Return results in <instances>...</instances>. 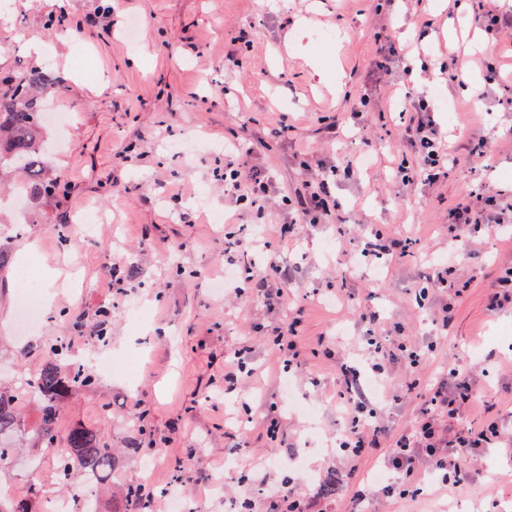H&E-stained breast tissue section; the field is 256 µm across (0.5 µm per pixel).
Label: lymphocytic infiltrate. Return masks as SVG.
Listing matches in <instances>:
<instances>
[{
    "mask_svg": "<svg viewBox=\"0 0 512 512\" xmlns=\"http://www.w3.org/2000/svg\"><path fill=\"white\" fill-rule=\"evenodd\" d=\"M403 137L421 156L423 165L416 171L404 164L397 165L392 177L402 186L418 181L436 184L447 177L450 167L461 163L459 157L445 148L428 100H419L413 114L404 122ZM223 177L224 190L230 193L235 207L253 210L257 218H264L270 198L269 183L254 169L231 160L224 164ZM414 245L412 237H397L378 230L366 238L359 254L368 262L381 259L390 262L411 255ZM395 346L410 370V389H422L423 394L411 428L390 442L385 462L387 476L396 477L398 487H405L419 464L425 462L441 476L443 483L459 486L469 482L470 460L500 442L505 433L504 418L488 411L478 423L461 421L462 410L474 399L469 372L452 369L429 384H421L419 371L426 350L401 342ZM360 377V372L348 362H339L338 379L348 394L350 407L349 427L339 446L355 456L387 440V429L380 424L376 407L358 386Z\"/></svg>",
    "mask_w": 512,
    "mask_h": 512,
    "instance_id": "f902f5d3",
    "label": "lymphocytic infiltrate"
}]
</instances>
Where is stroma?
<instances>
[{
	"label": "stroma",
	"instance_id": "obj_1",
	"mask_svg": "<svg viewBox=\"0 0 512 512\" xmlns=\"http://www.w3.org/2000/svg\"><path fill=\"white\" fill-rule=\"evenodd\" d=\"M479 0L447 10L442 0H14L0 21V78L19 68L52 66L64 89L47 90L44 169L67 184V195L27 194V175H0V385L12 388L25 423L21 447L0 470V488L26 491L37 481L48 499L64 497L54 459L32 453L39 419L25 383L50 359L52 343L74 338L85 351L141 357L142 378L97 376L93 386L71 393L57 411L60 430L83 426L116 448L113 487L137 481L143 457L134 452L138 428L165 442L154 469L153 512H165L167 495L186 497L192 512H271L272 486L294 481L305 512H506L512 505V446L490 448L470 483H439L421 466L408 496L374 486L385 451L355 457L336 446L349 412L337 394L336 360H360L369 328L362 315L378 312L380 328L418 346L435 343L423 379L451 367L471 369L479 406L512 420V308L492 312L487 290L512 265V233L489 234L483 225L449 241L448 206L472 191H512V27L488 45L475 16ZM108 12V27H86V15ZM66 15L67 25L54 17ZM433 22L428 41L405 36L422 17ZM456 31L455 46L445 40ZM135 29L136 43L126 38ZM253 29L250 47L236 38ZM47 51L34 56L25 37ZM391 37L438 73L456 52L463 83L444 84L434 99V119L452 153L466 165L447 179L401 188L392 181L395 163L417 165L414 149L399 136V112L419 97L407 62L392 65L379 83L367 72L384 37ZM233 61H226V53ZM493 58L497 77L481 70ZM97 75L87 77L85 60ZM371 105L360 118L351 112L361 93ZM288 134H280L281 126ZM377 152L357 163L362 139ZM484 139L489 160L468 156ZM267 174L276 197L306 192L321 166H352L326 190L327 223L305 224L297 241L281 244L275 230L287 223L285 206L266 215L269 250L294 268L296 280L284 306L270 311L256 294L216 292L224 275V237L253 230L249 212L225 205L224 184L215 177L224 149ZM205 192L209 205L196 207ZM96 205L111 223L96 236L80 234L76 219ZM192 214L193 223L182 220ZM410 235L411 258L382 273L359 263L362 241L375 230ZM32 250L40 272L76 273L55 288L48 319L19 333L17 255ZM120 261L110 275L112 261ZM447 262L472 275L449 330L433 324L431 308L446 299L423 275ZM428 287L425 304L416 296ZM298 319L302 357L283 380L273 338ZM250 349L249 375L233 392L224 390V369L235 352ZM380 415L389 437L407 430L420 400L406 393L404 363L387 365ZM275 411L277 438L260 416ZM335 489L323 494V482ZM370 484L365 502L354 486Z\"/></svg>",
	"mask_w": 512,
	"mask_h": 512
}]
</instances>
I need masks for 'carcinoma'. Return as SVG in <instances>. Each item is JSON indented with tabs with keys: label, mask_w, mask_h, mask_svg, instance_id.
I'll return each instance as SVG.
<instances>
[{
	"label": "carcinoma",
	"mask_w": 512,
	"mask_h": 512,
	"mask_svg": "<svg viewBox=\"0 0 512 512\" xmlns=\"http://www.w3.org/2000/svg\"><path fill=\"white\" fill-rule=\"evenodd\" d=\"M51 81L42 69H20L0 80V168L18 167L26 173H37L28 181L26 190L33 197H50L58 184L44 178L41 129L44 125L43 103L36 91ZM61 353L27 382L29 392L41 404V416L35 430L37 447L57 459V479L68 486L75 472L83 473L87 484L81 493L93 495V484L112 480L117 459L111 446L102 442L92 431L74 427L61 434L56 425V412L61 402L74 390L87 388L94 378L86 370L72 368L65 372L58 361ZM21 428V419L14 406V397L7 390H0V467L9 464L13 449L4 444L3 438ZM42 499L41 486L29 484L28 496L14 500L0 495V512H36L35 505ZM151 499L142 492L141 485L130 484L121 492V502L113 512H150Z\"/></svg>",
	"instance_id": "cac0c4a2"
}]
</instances>
